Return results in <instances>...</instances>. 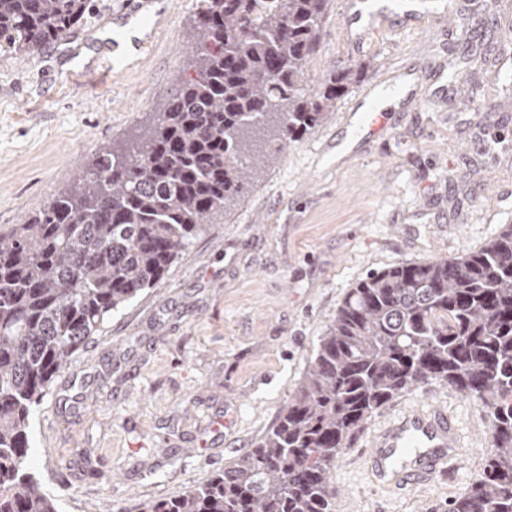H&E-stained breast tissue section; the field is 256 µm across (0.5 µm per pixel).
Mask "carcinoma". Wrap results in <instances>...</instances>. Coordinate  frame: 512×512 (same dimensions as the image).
<instances>
[{
	"label": "carcinoma",
	"instance_id": "carcinoma-1",
	"mask_svg": "<svg viewBox=\"0 0 512 512\" xmlns=\"http://www.w3.org/2000/svg\"><path fill=\"white\" fill-rule=\"evenodd\" d=\"M91 0H0V52L67 37ZM329 0H199L196 77L133 152L0 229V512H59L28 468L29 420L53 377L113 312L162 279L210 216L248 189L246 135L298 140L334 111L363 63L302 92ZM435 380L491 418L479 481L448 512H512V225L452 259L371 271L349 289L311 365L255 447L140 512H336L330 473L372 415Z\"/></svg>",
	"mask_w": 512,
	"mask_h": 512
}]
</instances>
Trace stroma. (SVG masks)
<instances>
[{"label":"stroma","instance_id":"stroma-1","mask_svg":"<svg viewBox=\"0 0 512 512\" xmlns=\"http://www.w3.org/2000/svg\"><path fill=\"white\" fill-rule=\"evenodd\" d=\"M93 0L67 41L0 54V226L70 190L120 152L193 77L198 0ZM327 34L304 82L365 63L334 112L299 141L263 136L244 197L151 289L114 313L32 414L29 461L60 512H135L203 484L274 425L349 288L401 261L451 259L512 224V57L499 52L512 0H436L393 9L360 46ZM130 45L103 86L87 50ZM417 100L385 127L354 126L356 104L400 70ZM456 80H449V73ZM412 407L447 409L463 454L445 476L390 492L368 474L372 433ZM491 423L481 405L427 382L378 409L337 459L336 512H446L482 475Z\"/></svg>","mask_w":512,"mask_h":512}]
</instances>
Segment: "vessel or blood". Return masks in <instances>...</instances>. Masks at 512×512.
<instances>
[{
  "instance_id": "1",
  "label": "vessel or blood",
  "mask_w": 512,
  "mask_h": 512,
  "mask_svg": "<svg viewBox=\"0 0 512 512\" xmlns=\"http://www.w3.org/2000/svg\"><path fill=\"white\" fill-rule=\"evenodd\" d=\"M384 10L380 0H351L346 12L347 39L362 43L366 30L382 17ZM458 453V434L447 412L416 410L372 434L368 461L379 484L400 489L412 482L434 479Z\"/></svg>"
}]
</instances>
